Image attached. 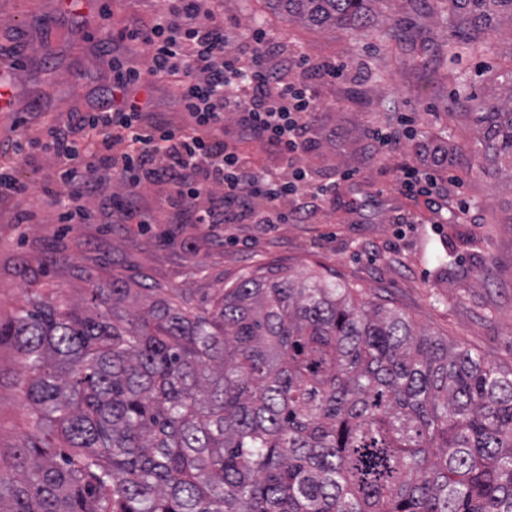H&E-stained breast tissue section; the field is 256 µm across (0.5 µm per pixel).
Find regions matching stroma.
Returning <instances> with one entry per match:
<instances>
[{"mask_svg": "<svg viewBox=\"0 0 512 512\" xmlns=\"http://www.w3.org/2000/svg\"><path fill=\"white\" fill-rule=\"evenodd\" d=\"M159 0H0V69L13 67L12 113L0 114V164L24 160L17 176L31 184L23 198H0V317L25 304L30 289L66 302H84L93 283L147 281L158 288L187 290L199 301L219 293L245 273L276 264L298 278L312 275L347 288L364 299L397 308L413 323L482 354L487 362L512 365V183L480 165L449 164L448 197L435 202L407 195L399 168L423 165L433 146L474 148L477 128L455 112L452 81L426 83L441 69L437 51L413 50V63L398 66L390 45L378 35L315 31L273 12L265 0H223L225 19L264 29L293 52L313 61L339 60L345 79L316 84L324 104L311 116L308 151L285 160L257 141L238 143L240 156L256 166L291 174L305 168L296 196L337 182L335 204L305 222L267 229L228 224L213 237L200 224H181L169 204L170 187L148 183L138 195L150 224L123 223L109 198L115 184L90 199L91 217L64 224L41 187L54 182L50 163L32 148L17 150L23 121L37 135L44 121L66 120L71 112L98 109L112 85V62L141 67L147 48L117 38L120 30L150 26ZM432 0L409 7L407 0H376V20L406 14V40L442 41ZM478 93H500L512 59L466 55L451 63ZM396 132L398 148L379 150L372 135ZM350 180H343V173ZM32 220L17 223L21 212ZM20 357L0 346V446L21 445L26 410L18 380Z\"/></svg>", "mask_w": 512, "mask_h": 512, "instance_id": "1", "label": "stroma"}]
</instances>
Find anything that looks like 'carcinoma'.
<instances>
[{
  "label": "carcinoma",
  "instance_id": "carcinoma-1",
  "mask_svg": "<svg viewBox=\"0 0 512 512\" xmlns=\"http://www.w3.org/2000/svg\"><path fill=\"white\" fill-rule=\"evenodd\" d=\"M266 2L368 33L376 0ZM435 2L454 58L512 22V0ZM406 30H377L402 65ZM453 82L485 163L512 166V74L493 100ZM6 342L31 419L0 450V512H512V368L320 276L263 266L198 306L144 282L87 306L34 291Z\"/></svg>",
  "mask_w": 512,
  "mask_h": 512
}]
</instances>
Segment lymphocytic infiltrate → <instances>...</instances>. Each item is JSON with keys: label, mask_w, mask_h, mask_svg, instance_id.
Returning a JSON list of instances; mask_svg holds the SVG:
<instances>
[{"label": "lymphocytic infiltrate", "mask_w": 512, "mask_h": 512, "mask_svg": "<svg viewBox=\"0 0 512 512\" xmlns=\"http://www.w3.org/2000/svg\"><path fill=\"white\" fill-rule=\"evenodd\" d=\"M120 37L147 46L144 68L113 61L110 101L66 124L44 127L30 139L72 187L54 198L61 223L86 218L85 201L112 180L123 186L112 196L113 208L138 225L149 221L137 206L138 189L147 181H167L179 215L212 232L222 224L270 228L287 223L289 215L302 218L335 203L336 187L329 184L288 212L284 202L305 171L295 170L286 180L256 170L221 134L226 114L232 113L242 137L284 155L306 151L308 119L324 104L312 85L290 82L287 75L301 67L314 79L333 82L342 78L343 65L308 62L260 28L235 38L215 0H165L152 27L132 26ZM172 77L179 80L177 98L186 125L142 128L144 108L130 98V90ZM73 129L83 131V138H70Z\"/></svg>", "instance_id": "obj_1"}]
</instances>
